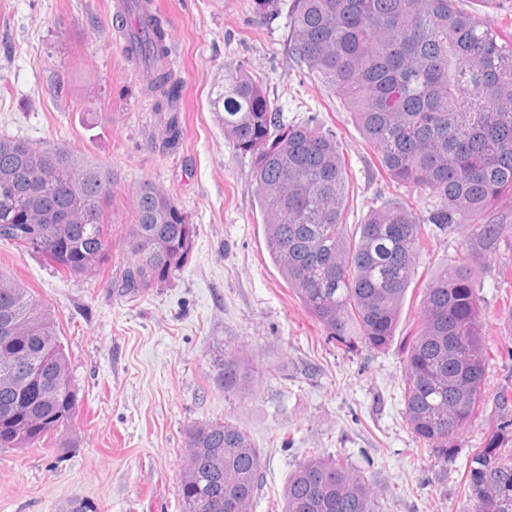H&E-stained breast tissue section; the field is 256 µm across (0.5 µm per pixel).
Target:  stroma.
<instances>
[{
    "mask_svg": "<svg viewBox=\"0 0 512 512\" xmlns=\"http://www.w3.org/2000/svg\"><path fill=\"white\" fill-rule=\"evenodd\" d=\"M176 32L180 144L157 145L166 113L142 88L115 33L112 0H0V135L89 152L111 167L112 243L96 275L74 278L0 241V269L51 308L77 391V417L40 448H0V512H181L190 425L245 428L262 469L253 512H282L289 474L309 456L347 464L371 483L379 512H473L472 454L512 419V238L474 265L481 283L483 398L449 462L421 447L404 418L405 355L425 289L460 256L470 227L424 228L395 337L382 351L329 339L266 250L251 159L224 137L210 99L225 69L262 82L285 121L317 116L341 146L343 218L363 223L384 202L422 208L419 191L389 182L352 112L311 82L288 52V8L258 17L253 0H156ZM146 182L180 204L196 232L191 258L166 284L117 287L131 262L124 240ZM249 366L224 390L220 358Z\"/></svg>",
    "mask_w": 512,
    "mask_h": 512,
    "instance_id": "1",
    "label": "stroma"
}]
</instances>
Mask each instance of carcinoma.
I'll use <instances>...</instances> for the list:
<instances>
[{"label": "carcinoma", "instance_id": "cac0c4a2", "mask_svg": "<svg viewBox=\"0 0 512 512\" xmlns=\"http://www.w3.org/2000/svg\"><path fill=\"white\" fill-rule=\"evenodd\" d=\"M459 0H292L288 51L314 83L337 95L391 182L428 197L421 209L386 203L356 234L344 223L347 174L336 136L313 119L284 123L262 82L224 70L211 100L224 137L251 157L269 257L327 336L384 350L415 275L422 226L468 224L458 264L426 289L422 320L405 361L404 415L418 443L448 462L455 437L482 395L480 298L471 265L512 237L496 215L512 196V42L500 41ZM126 56L149 70L145 94L158 112L178 109L179 81L165 67L163 22L139 18ZM112 169L64 145L0 136V240L38 254L69 276H86L109 248L104 216ZM195 227L162 188L140 186L125 241L133 257L121 287H157L189 261ZM0 448H39L72 423L75 390L43 396L24 385L35 365L70 379L50 309L0 271ZM224 388L247 369L221 363ZM512 420L470 461L465 486L476 512H512V459L499 444ZM190 453L178 489L182 512H252L261 456L248 432L226 421L187 429ZM282 512H378L368 480L339 461L314 457L288 476Z\"/></svg>", "mask_w": 512, "mask_h": 512}]
</instances>
